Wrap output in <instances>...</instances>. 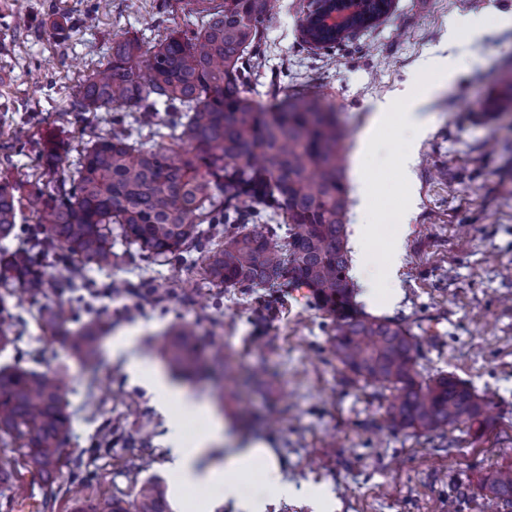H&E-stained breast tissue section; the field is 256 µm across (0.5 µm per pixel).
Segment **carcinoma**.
I'll return each mask as SVG.
<instances>
[{"label":"carcinoma","mask_w":512,"mask_h":512,"mask_svg":"<svg viewBox=\"0 0 512 512\" xmlns=\"http://www.w3.org/2000/svg\"><path fill=\"white\" fill-rule=\"evenodd\" d=\"M276 0H207L199 19L154 44L112 39L109 61L86 76L71 114L110 112V128L79 150L73 171L58 151L40 154L41 176L55 183L44 195L30 183L35 223L21 224L22 184L0 181V352L13 346L9 301L86 288L84 279L49 280L45 253L57 250L107 269L117 262L112 235L145 257L199 254L209 282L253 288L288 281L309 289L318 304L340 312L353 283L347 246L348 197L343 183L344 137L336 113L311 92L257 99L264 68L261 45ZM305 45L332 49L304 19ZM148 129L156 139L141 140ZM287 224L285 236L270 225ZM52 339L67 341L88 362L96 358L95 328L68 329L63 308L40 317ZM330 353L364 386L390 392L386 422L416 436L482 423L493 399L453 376L420 369L419 342L402 322L364 313L332 324ZM192 327L172 330L163 355L183 372L197 360ZM71 416L56 380L20 364L0 366V441L19 449L16 465L0 464V509L12 512L14 476L23 469L42 486L45 502L59 498ZM483 495L512 512V469L488 472ZM72 512H128L119 500L85 501ZM138 512H171L165 484L144 483Z\"/></svg>","instance_id":"obj_1"}]
</instances>
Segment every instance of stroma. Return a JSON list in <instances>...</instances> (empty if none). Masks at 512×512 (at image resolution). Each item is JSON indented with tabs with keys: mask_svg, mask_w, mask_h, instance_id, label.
I'll list each match as a JSON object with an SVG mask.
<instances>
[{
	"mask_svg": "<svg viewBox=\"0 0 512 512\" xmlns=\"http://www.w3.org/2000/svg\"><path fill=\"white\" fill-rule=\"evenodd\" d=\"M312 0H278L265 46L266 73L289 90L322 91L345 135L348 247L359 250V226L373 211L380 240H402L400 298L376 313L402 319L420 342L422 364L453 374L497 405L482 430L413 436L390 428L377 387L350 383L328 351L333 317L305 288H215L198 266L135 259L109 270L85 263L81 296L17 301L25 321L16 349L0 365L19 363L56 376L71 415L65 451L74 458L58 482L53 512L73 499H122L130 512L142 484L158 477L172 512H193L196 496L217 499L214 512H238L220 491H179L168 467L173 430L148 380L113 356V336L133 332L134 355L166 383L204 399L225 423L235 447L258 440L274 451L287 495L261 476L240 477L238 494L259 497L266 512H503L477 489L492 469L512 467V28L496 24L512 0H394L388 17L350 34L335 50L300 42ZM196 0H0V180H32L44 146L78 156L81 143L104 133L111 113L75 122L70 102L81 80L106 64L115 36L156 42L191 26ZM476 17L478 38L453 46L464 69L422 111L428 135L410 142L390 131L374 141L373 102L408 85L448 46V20ZM412 148L409 166L400 152ZM376 186V207L366 188ZM48 304L71 311V327L102 317L98 357L85 363L37 319ZM191 325L200 352L193 374L173 375L163 358L167 334ZM224 347V367L211 371V346ZM113 424L110 450L99 432ZM141 447L130 454L125 442Z\"/></svg>",
	"mask_w": 512,
	"mask_h": 512,
	"instance_id": "obj_1",
	"label": "stroma"
}]
</instances>
